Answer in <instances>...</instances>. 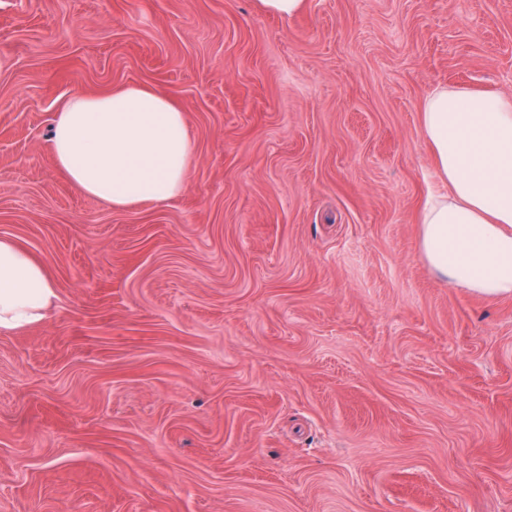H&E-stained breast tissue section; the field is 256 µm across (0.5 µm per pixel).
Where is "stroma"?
<instances>
[{"label":"stroma","instance_id":"stroma-1","mask_svg":"<svg viewBox=\"0 0 512 512\" xmlns=\"http://www.w3.org/2000/svg\"><path fill=\"white\" fill-rule=\"evenodd\" d=\"M130 84L195 162L115 210L50 126ZM445 85L512 96V0H0V237L58 293L0 334V512H512V297L418 249ZM258 3L260 9L267 13L291 17L302 10L305 0H258Z\"/></svg>","mask_w":512,"mask_h":512}]
</instances>
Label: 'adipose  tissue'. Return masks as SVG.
<instances>
[{
  "instance_id": "1",
  "label": "adipose tissue",
  "mask_w": 512,
  "mask_h": 512,
  "mask_svg": "<svg viewBox=\"0 0 512 512\" xmlns=\"http://www.w3.org/2000/svg\"><path fill=\"white\" fill-rule=\"evenodd\" d=\"M420 126L435 179L418 215L423 259L452 287L512 296V96L439 87ZM51 142L72 187L115 210L178 197L194 156L185 111L142 85L70 94ZM56 300L43 263L0 237V333L41 324Z\"/></svg>"
}]
</instances>
